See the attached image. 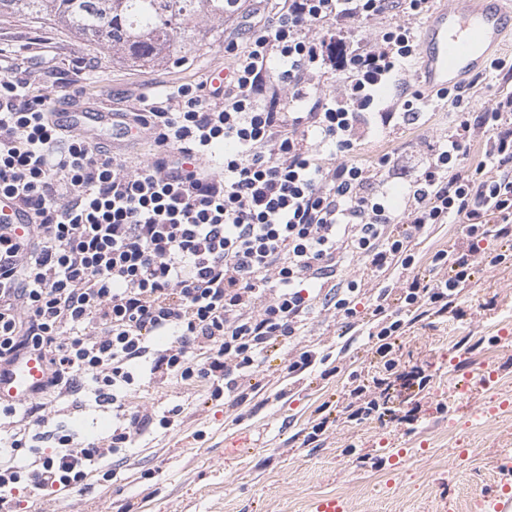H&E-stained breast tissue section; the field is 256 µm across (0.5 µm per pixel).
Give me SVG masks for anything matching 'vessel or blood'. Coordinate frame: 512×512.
<instances>
[{
    "label": "vessel or blood",
    "mask_w": 512,
    "mask_h": 512,
    "mask_svg": "<svg viewBox=\"0 0 512 512\" xmlns=\"http://www.w3.org/2000/svg\"><path fill=\"white\" fill-rule=\"evenodd\" d=\"M512 30V8L501 0H450L427 22L421 36L420 72L432 89L457 83L483 66L493 49L502 47L506 31ZM44 366L31 356L17 361L0 375V401L28 400L43 382ZM479 512H512V486L482 497Z\"/></svg>",
    "instance_id": "1"
}]
</instances>
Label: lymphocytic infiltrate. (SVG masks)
<instances>
[{
    "label": "lymphocytic infiltrate",
    "mask_w": 512,
    "mask_h": 512,
    "mask_svg": "<svg viewBox=\"0 0 512 512\" xmlns=\"http://www.w3.org/2000/svg\"><path fill=\"white\" fill-rule=\"evenodd\" d=\"M431 7L283 0L245 43L225 46L222 94L204 75L113 113L154 145L139 164L65 134L50 106L77 100V88L36 94L23 74L0 73V196L33 216L21 228L0 221V371L24 355L45 364L30 400L0 403V512H46L57 493L114 480L135 436L170 428L181 407L160 417L128 399L141 378L239 405L278 346L291 351L289 377L337 374L303 341L315 311L368 336L378 374L350 372L341 412L322 410L305 444L320 447L340 422L414 421L387 393L397 384L417 396L430 377L402 360L399 337L462 315L478 268L512 263L511 91L479 110L480 76L436 92L457 118L399 208L373 191L403 174L398 151L371 164L353 157L370 126L388 128L424 101L403 66L420 51L413 24ZM391 12L396 24L357 37ZM335 71L340 91L318 93L315 78ZM387 83L396 94L382 103L375 91ZM285 98L303 111L282 107ZM477 145L481 160L467 164ZM455 217L466 220L461 242L434 251L420 273L417 242ZM87 380L115 425L76 442L51 426L59 401Z\"/></svg>",
    "instance_id": "f902f5d3"
}]
</instances>
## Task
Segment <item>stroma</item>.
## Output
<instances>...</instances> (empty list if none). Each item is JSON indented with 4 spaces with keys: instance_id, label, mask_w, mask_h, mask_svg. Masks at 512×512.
I'll list each match as a JSON object with an SVG mask.
<instances>
[{
    "instance_id": "obj_1",
    "label": "stroma",
    "mask_w": 512,
    "mask_h": 512,
    "mask_svg": "<svg viewBox=\"0 0 512 512\" xmlns=\"http://www.w3.org/2000/svg\"><path fill=\"white\" fill-rule=\"evenodd\" d=\"M239 16L225 19L207 45L185 50L177 61L130 67L110 49L88 42L50 22H0V52L26 71L34 89L54 84L80 88L84 109L129 112L142 92L196 82L228 64L224 42L236 36ZM451 106L429 103L416 122L371 133L361 153L374 157L395 148L416 163L427 148L448 136ZM462 301L467 316L421 322L401 340L407 364L428 365L433 382L420 397L414 431L376 421L338 426L321 448L303 444V431L323 405L341 404L347 373L375 374L367 338L342 349L339 324L314 320L307 335L318 350L337 355L342 373L288 377L287 349L270 352L261 392L241 407L206 400L203 391L176 384H144L130 400L146 396L157 414L181 406L168 429L136 438L120 463L117 480L55 497L52 512H311L323 496L343 498L351 512H448L458 504L476 512L481 492L495 485L501 449L512 448V266H484ZM493 309H485V302ZM497 385L483 388V365ZM467 382L466 393L449 394ZM484 406L496 414L482 416ZM76 440L112 432V409L98 406L91 388L60 406L55 420ZM381 459V468L359 463Z\"/></svg>"
}]
</instances>
